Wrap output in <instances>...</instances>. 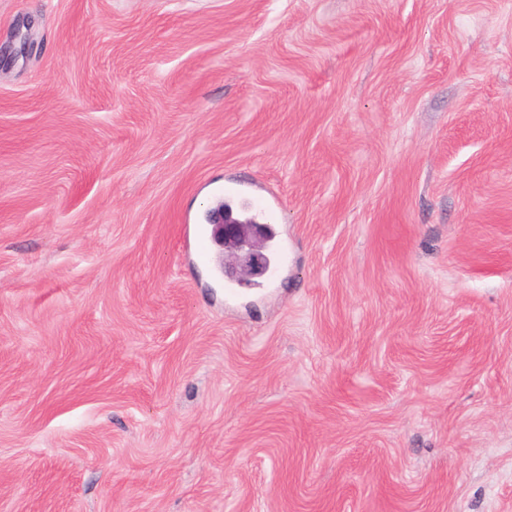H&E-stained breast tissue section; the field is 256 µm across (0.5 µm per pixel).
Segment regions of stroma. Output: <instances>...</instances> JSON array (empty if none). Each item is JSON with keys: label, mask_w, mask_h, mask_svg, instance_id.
Wrapping results in <instances>:
<instances>
[{"label": "stroma", "mask_w": 512, "mask_h": 512, "mask_svg": "<svg viewBox=\"0 0 512 512\" xmlns=\"http://www.w3.org/2000/svg\"><path fill=\"white\" fill-rule=\"evenodd\" d=\"M0 512H512V0H0ZM209 223L226 274L235 276L241 283L268 274L272 264L269 242L273 231L270 224L243 222L228 207L214 212Z\"/></svg>", "instance_id": "stroma-1"}]
</instances>
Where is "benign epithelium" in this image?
<instances>
[{
  "instance_id": "obj_1",
  "label": "benign epithelium",
  "mask_w": 512,
  "mask_h": 512,
  "mask_svg": "<svg viewBox=\"0 0 512 512\" xmlns=\"http://www.w3.org/2000/svg\"><path fill=\"white\" fill-rule=\"evenodd\" d=\"M211 235L220 248L226 274L241 283H249L268 274L271 268L269 242L273 231L269 224L243 222L229 208L211 215Z\"/></svg>"
}]
</instances>
